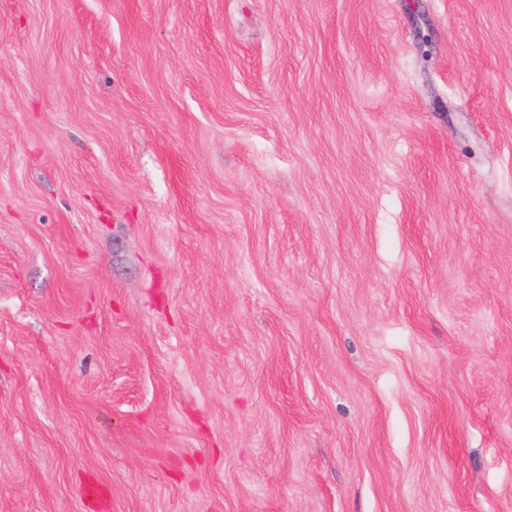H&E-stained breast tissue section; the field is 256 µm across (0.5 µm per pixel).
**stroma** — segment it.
<instances>
[{
  "label": "stroma",
  "instance_id": "obj_1",
  "mask_svg": "<svg viewBox=\"0 0 512 512\" xmlns=\"http://www.w3.org/2000/svg\"><path fill=\"white\" fill-rule=\"evenodd\" d=\"M512 512V0H0V512Z\"/></svg>",
  "mask_w": 512,
  "mask_h": 512
}]
</instances>
